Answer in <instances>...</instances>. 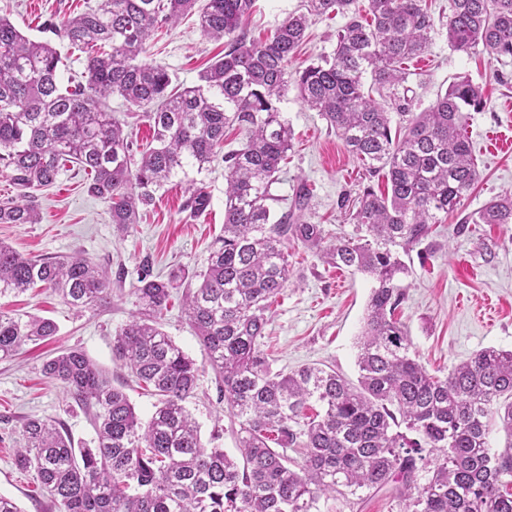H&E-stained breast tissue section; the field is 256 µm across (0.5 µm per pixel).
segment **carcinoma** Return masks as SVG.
Instances as JSON below:
<instances>
[{
	"mask_svg": "<svg viewBox=\"0 0 512 512\" xmlns=\"http://www.w3.org/2000/svg\"><path fill=\"white\" fill-rule=\"evenodd\" d=\"M197 0H98L60 25L61 41L86 54L83 81L61 84L63 60L49 39L24 36L0 17V165L13 172L18 199L0 202V224H36L33 192L53 185L67 164L90 176L87 191L111 203L125 232L172 178H186L187 206L208 195L189 177L224 162V237L213 249L186 313L236 419L241 459L208 448L185 406L200 367L160 327L182 272L162 280L144 272L138 309L115 334L113 356L133 382L158 397L142 422L121 389L81 351L47 361L90 413L93 447L77 449L53 422L29 419L15 463L32 469L59 512H314L328 494L348 496L395 484L401 512H512V350L487 347L443 376L419 363L395 317L405 300L400 253L426 238L440 215L459 209L479 179L466 125L485 104L481 85L453 82L423 110L406 96V63L424 53L436 27L425 0H307L270 41L249 38L254 0H206L199 25L224 39V56L199 83L169 91L168 69L143 58L147 40ZM341 14L333 53L291 71L307 14ZM448 45L458 53L512 57V0H449ZM396 102L403 125L364 91ZM295 88L321 113L369 177L357 198V233L326 243L319 224L275 217L272 187L291 149L279 104ZM146 114L155 146L133 162L122 124L104 109L112 96ZM246 136L221 153L225 128ZM463 224H511L512 195H499ZM359 272L375 283L357 341V381L315 366L284 374L261 353L272 298L290 283L288 243ZM82 311L106 301L107 271L80 253L31 259L0 242V297L36 285ZM57 331L48 318L27 321L0 310V359ZM498 422L507 432L493 448ZM303 454L298 462L287 450Z\"/></svg>",
	"mask_w": 512,
	"mask_h": 512,
	"instance_id": "carcinoma-1",
	"label": "carcinoma"
}]
</instances>
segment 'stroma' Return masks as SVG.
I'll return each mask as SVG.
<instances>
[{"label":"stroma","instance_id":"stroma-1","mask_svg":"<svg viewBox=\"0 0 512 512\" xmlns=\"http://www.w3.org/2000/svg\"><path fill=\"white\" fill-rule=\"evenodd\" d=\"M95 3L0 0V15L25 36L37 39L43 23L61 22ZM303 3L254 0L245 22L250 37H270L288 15L302 11ZM198 15V10H191L178 23L155 32L147 43V60L165 65L173 85L197 83L200 73L224 54L223 41L203 36ZM344 23L340 15L312 18L291 69L305 68L331 54L336 31ZM409 69L411 95L420 109L463 76L485 89L486 105L483 111L471 113L467 127L481 178L463 211H477L495 196L512 194V57L456 53L440 25L426 53L411 60ZM108 105L113 118L122 123L133 152L146 149L152 141L148 118L129 111L116 96ZM280 109L292 130L294 148L276 187L282 200L273 206L275 215L289 211L296 189L305 185L311 198L302 212L304 222L321 225L330 240L355 234L356 226L341 206L343 198L356 197L369 184L382 190L384 179L367 180L359 161L296 90H289ZM200 180L209 197L204 211L194 214L186 208L187 196L175 179L156 193L140 223L124 233L112 222L109 202L91 196L84 173L68 167L54 185L39 192L40 223L0 224V241L24 257L80 253L106 269L112 280L111 298L80 313L39 286L16 297H0V309L14 317H44L57 325L52 339L26 344L13 358L0 360V494L14 500L22 512H58L34 473L15 464L23 423L31 418L55 420L78 448L92 446L95 439L88 412L69 398L59 382L43 375L47 360L68 349L82 351L114 385L123 386L141 419L153 413L155 397L127 382L126 370L113 357L112 340L136 309L135 290L143 270L164 278L182 266L193 276L207 269L213 244L224 233L223 162H215ZM458 220V214L448 215L404 257L409 272L401 281L407 295L396 315L407 326L421 363L432 373L448 370L485 347L512 349V224H470L462 229ZM488 250L495 254L489 262L484 259ZM288 253L292 283L270 305L263 354L277 371L318 366L357 379L356 341L372 279L336 268L297 243L289 244ZM185 291L182 284L173 289L162 329L203 368L186 402L200 425L203 442L233 455L235 425L182 308Z\"/></svg>","mask_w":512,"mask_h":512}]
</instances>
